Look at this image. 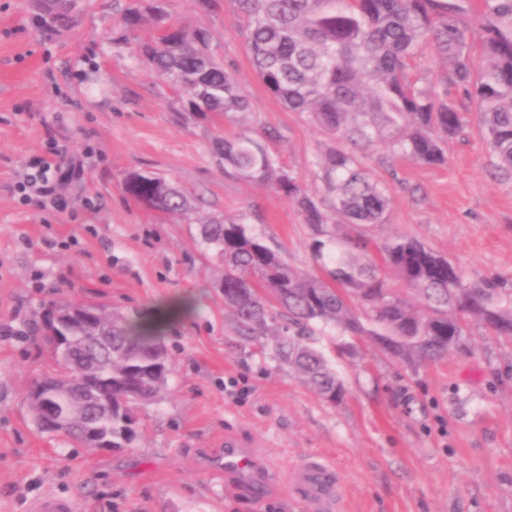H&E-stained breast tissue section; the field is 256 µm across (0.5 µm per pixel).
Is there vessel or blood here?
<instances>
[{"instance_id": "1", "label": "vessel or blood", "mask_w": 512, "mask_h": 512, "mask_svg": "<svg viewBox=\"0 0 512 512\" xmlns=\"http://www.w3.org/2000/svg\"><path fill=\"white\" fill-rule=\"evenodd\" d=\"M224 474L239 483L266 490L270 464L255 444L235 436L224 438ZM289 484L300 491L311 512H334L339 501V483L334 468L324 460L312 457L293 467ZM74 499L52 493L29 503L27 512H76Z\"/></svg>"}]
</instances>
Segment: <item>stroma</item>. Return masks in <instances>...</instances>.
Instances as JSON below:
<instances>
[{
	"label": "stroma",
	"mask_w": 512,
	"mask_h": 512,
	"mask_svg": "<svg viewBox=\"0 0 512 512\" xmlns=\"http://www.w3.org/2000/svg\"><path fill=\"white\" fill-rule=\"evenodd\" d=\"M47 2L0 0V512H25L47 491L76 498L79 512H303L286 484L259 495L216 472L228 433L262 443L283 474L306 457L329 462L339 512H512V339L475 327L469 350L410 363L368 338L343 357L323 337L347 390L334 406L243 339L213 288L222 264L199 235L209 221L248 224L290 265L314 267L294 205L226 176L215 139L275 128L272 153L319 198L317 161L331 144L259 81L230 0H165V10L207 29L212 58L233 65L250 109L231 118L183 111L136 55L154 27L120 23L129 0H66L65 23ZM464 113L447 165L370 151L369 172L392 191L387 223L368 234L417 237L472 280H512V183L490 176L479 116ZM54 144L83 160L81 179L61 204L23 203L18 181ZM132 171L168 178L192 214L128 197ZM62 295L162 323L172 373L129 446L85 448L31 418L24 397L50 365L31 328ZM178 301L192 310L160 318Z\"/></svg>",
	"instance_id": "1"
}]
</instances>
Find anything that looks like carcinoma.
<instances>
[{"label":"carcinoma","instance_id":"cac0c4a2","mask_svg":"<svg viewBox=\"0 0 512 512\" xmlns=\"http://www.w3.org/2000/svg\"><path fill=\"white\" fill-rule=\"evenodd\" d=\"M242 20L260 82L292 112L345 143L319 157L328 195L307 193L270 150L276 132L217 138L224 173L265 185L297 208L311 231L319 272L302 270L234 219L200 225L203 243L224 263L215 287L240 332L288 365L326 402L345 395V383L316 347L333 330L342 353L357 354L367 336L393 356L435 362L467 346L469 326L512 336V285L476 282L416 238L394 236L376 250L340 224H384L389 187L367 172L368 151L425 164L447 162L444 143L465 127L462 102L476 106L493 177L512 181V0H230ZM133 28L149 21L156 39L138 56L184 99L188 112L235 115L249 100L233 67L214 61L203 28L167 20L163 0H132L121 18ZM439 59L426 80L430 58ZM123 190L157 212L186 217L191 206L168 179L153 172L126 176ZM419 296L418 309L396 290ZM84 329L66 353H49L56 378L71 382L75 362L112 369V405L99 401L97 424L112 431V447L132 443L136 411L159 400L170 370L160 324L112 315V347L92 351Z\"/></svg>","mask_w":512,"mask_h":512}]
</instances>
